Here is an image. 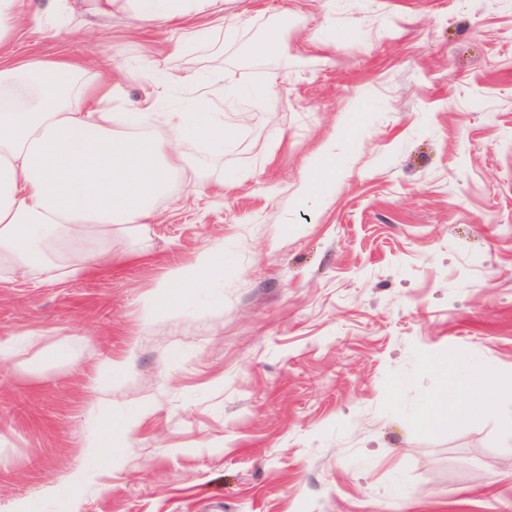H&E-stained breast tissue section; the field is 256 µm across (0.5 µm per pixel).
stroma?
I'll return each mask as SVG.
<instances>
[{
	"label": "stroma",
	"mask_w": 512,
	"mask_h": 512,
	"mask_svg": "<svg viewBox=\"0 0 512 512\" xmlns=\"http://www.w3.org/2000/svg\"><path fill=\"white\" fill-rule=\"evenodd\" d=\"M203 24L99 28L120 102L151 91L150 55L191 75L167 107L220 72L243 120L223 156L184 144L123 261L0 282V340L39 336L0 364V512H512V401L424 418L437 359L512 367V0H224L221 51L173 55ZM90 50L68 24L18 41ZM216 245L223 277L145 317ZM62 343L74 359L37 366Z\"/></svg>",
	"instance_id": "stroma-1"
}]
</instances>
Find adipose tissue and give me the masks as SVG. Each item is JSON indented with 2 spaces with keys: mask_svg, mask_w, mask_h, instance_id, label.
<instances>
[{
  "mask_svg": "<svg viewBox=\"0 0 512 512\" xmlns=\"http://www.w3.org/2000/svg\"><path fill=\"white\" fill-rule=\"evenodd\" d=\"M118 13L160 26L192 14L220 21L224 0H88L82 11L71 0H46L32 12L21 0H0V281L57 283L111 264L119 257L116 238L130 235L134 225L157 223V200L186 172L183 144L199 141L220 155L228 143L214 104L224 91L223 76L191 111L177 112L164 99L184 78L172 68L157 70L152 92L120 111V72L105 51L77 60L14 54L25 30L51 39L57 21L68 20L93 35L99 20ZM146 122L155 134H135ZM223 274L221 257L204 250L192 269L173 271L154 289L146 316L176 313L175 293L193 295ZM434 368L444 380L429 401L428 426L463 418L475 396L488 413L512 400V368L497 371L490 384L481 372L461 383L448 378L444 364Z\"/></svg>",
  "mask_w": 512,
  "mask_h": 512,
  "instance_id": "ef3b65f1",
  "label": "adipose tissue"
}]
</instances>
